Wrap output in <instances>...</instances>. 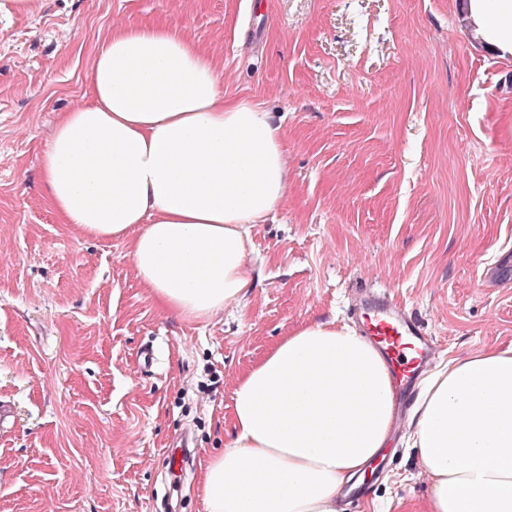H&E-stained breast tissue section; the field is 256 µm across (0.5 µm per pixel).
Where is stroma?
I'll return each instance as SVG.
<instances>
[{"mask_svg": "<svg viewBox=\"0 0 512 512\" xmlns=\"http://www.w3.org/2000/svg\"><path fill=\"white\" fill-rule=\"evenodd\" d=\"M117 19L181 21L226 97L282 121L286 197L251 227L260 281L203 323L160 310L126 242L74 232L40 189ZM0 31V512H204L237 375L301 324H352L362 293L416 317L435 363L512 344V54L458 0H26ZM429 490L399 445L345 512H424Z\"/></svg>", "mask_w": 512, "mask_h": 512, "instance_id": "stroma-1", "label": "stroma"}]
</instances>
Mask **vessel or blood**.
<instances>
[{
	"mask_svg": "<svg viewBox=\"0 0 512 512\" xmlns=\"http://www.w3.org/2000/svg\"><path fill=\"white\" fill-rule=\"evenodd\" d=\"M353 314L364 334L382 348L402 390L411 391L433 353V340L422 324L379 299L364 301Z\"/></svg>",
	"mask_w": 512,
	"mask_h": 512,
	"instance_id": "1",
	"label": "vessel or blood"
}]
</instances>
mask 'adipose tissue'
Instances as JSON below:
<instances>
[{
    "label": "adipose tissue",
    "mask_w": 512,
    "mask_h": 512,
    "mask_svg": "<svg viewBox=\"0 0 512 512\" xmlns=\"http://www.w3.org/2000/svg\"><path fill=\"white\" fill-rule=\"evenodd\" d=\"M468 9L485 43L512 53V0ZM223 73L177 22L113 24L91 102L61 114L40 157L62 223L129 239L141 287L186 322L241 305L256 284L250 229L287 192L280 126L225 97ZM399 413L375 345L333 321L300 325L237 377L233 437L201 463L204 512H343ZM406 415L427 512H512V345L429 371Z\"/></svg>",
    "instance_id": "obj_1"
}]
</instances>
